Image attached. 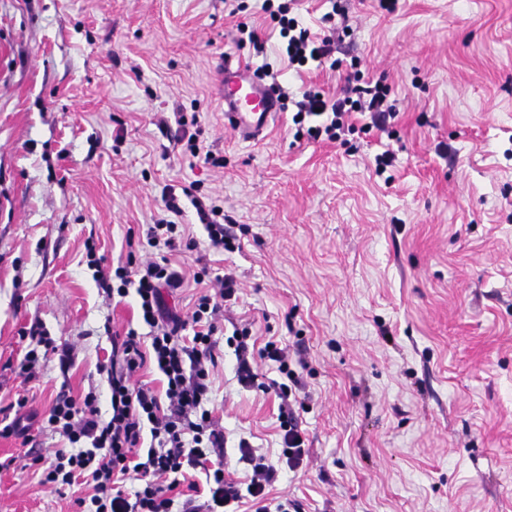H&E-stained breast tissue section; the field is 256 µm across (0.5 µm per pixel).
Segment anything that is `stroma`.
<instances>
[{
	"label": "stroma",
	"instance_id": "1",
	"mask_svg": "<svg viewBox=\"0 0 512 512\" xmlns=\"http://www.w3.org/2000/svg\"><path fill=\"white\" fill-rule=\"evenodd\" d=\"M0 0V407L28 398L45 413L60 390L96 389L112 336L148 333L135 296L109 301L86 264L156 260L146 225L190 229L196 250L169 252L190 315L210 267L236 278L218 321L206 409L224 430L235 479L247 441L279 470L272 493L301 512H512V0H346L341 68H290L261 0ZM247 24L264 44L241 42ZM269 66L283 90L333 96L360 63L386 84L394 136L351 117L343 142L296 138L278 112L257 141L224 125L220 57ZM196 120L212 163L172 147L160 119ZM394 161L376 174L375 157ZM224 211L242 247H209L182 189ZM177 194L180 214L164 198ZM134 247H127V240ZM39 326L76 347L23 381ZM286 345L305 397V455L281 456L275 393L235 376L227 340ZM0 438V512H74L86 486L58 496L28 453Z\"/></svg>",
	"mask_w": 512,
	"mask_h": 512
}]
</instances>
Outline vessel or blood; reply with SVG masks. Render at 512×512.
Here are the masks:
<instances>
[{
	"mask_svg": "<svg viewBox=\"0 0 512 512\" xmlns=\"http://www.w3.org/2000/svg\"><path fill=\"white\" fill-rule=\"evenodd\" d=\"M219 88L224 99V124L242 139H257L278 109L274 94L246 67L231 60L219 65Z\"/></svg>",
	"mask_w": 512,
	"mask_h": 512,
	"instance_id": "b4317fda",
	"label": "vessel or blood"
}]
</instances>
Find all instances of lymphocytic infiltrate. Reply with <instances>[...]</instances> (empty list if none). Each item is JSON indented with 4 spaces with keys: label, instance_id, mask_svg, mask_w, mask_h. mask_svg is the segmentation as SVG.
<instances>
[{
    "label": "lymphocytic infiltrate",
    "instance_id": "f902f5d3",
    "mask_svg": "<svg viewBox=\"0 0 512 512\" xmlns=\"http://www.w3.org/2000/svg\"><path fill=\"white\" fill-rule=\"evenodd\" d=\"M294 3L263 0L261 9L278 25L290 66L323 65L335 55L336 42L312 35L293 16ZM281 102L294 104V124L315 140H338L340 130L356 112L369 113L381 130L395 117L387 87L364 82L357 74L348 78L336 97L306 90L298 100L285 96ZM86 258L107 297L136 294L149 335L141 337L131 328L113 337L112 353L99 366L109 387V415L101 414L96 391L77 397L63 390L57 393L44 423L68 445L56 450L42 473V483L59 494L75 484L86 485L88 494L75 500L80 512H240L242 504L248 502L254 504L255 512H293V501L269 494L277 478L276 466L256 454L248 443H241L239 451L251 467L249 479L241 482L226 476L224 432L211 411L203 407L209 393L210 367L215 362L218 319L225 301L236 294L233 276L219 277L218 295H200L190 318L184 319L164 306L163 289L180 288L184 280L168 258L139 265L130 255L113 267L91 246L86 249ZM28 335L35 346L20 361V376L33 377L46 352L57 354L60 365L72 362L71 346L56 344L35 328ZM259 356L276 363L284 376L283 381H271L270 386L281 401L282 454L288 466H299L305 450L290 402L289 382L295 374L277 341H267ZM148 363L163 375V391L135 383V374ZM197 469L205 474L204 485L192 482L187 492H180L181 476ZM127 480L137 482L134 494L120 489V482Z\"/></svg>",
    "mask_w": 512,
    "mask_h": 512
}]
</instances>
